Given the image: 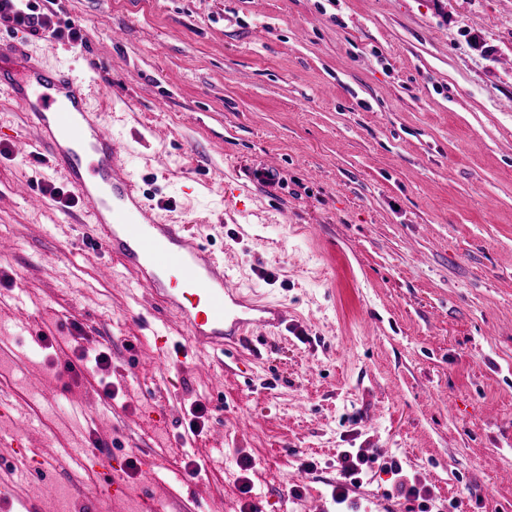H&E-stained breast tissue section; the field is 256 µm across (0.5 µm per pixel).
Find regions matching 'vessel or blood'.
Segmentation results:
<instances>
[{
    "label": "vessel or blood",
    "mask_w": 512,
    "mask_h": 512,
    "mask_svg": "<svg viewBox=\"0 0 512 512\" xmlns=\"http://www.w3.org/2000/svg\"><path fill=\"white\" fill-rule=\"evenodd\" d=\"M92 87L85 72L46 65L23 44L0 40V94L24 112L38 153L87 204L92 240L133 270L166 314L182 320L188 341L228 353L252 349L255 329H281L288 320L283 306L244 294L185 225L164 221L145 202L125 171L124 143L91 107ZM57 456L77 473L96 467L94 498L125 495L117 467L93 449L62 448ZM46 469V463L32 464L26 448H16L13 476L0 482V512H34V503L15 490L21 481L40 480L44 495L53 496Z\"/></svg>",
    "instance_id": "b4317fda"
}]
</instances>
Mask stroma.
Instances as JSON below:
<instances>
[{"mask_svg":"<svg viewBox=\"0 0 512 512\" xmlns=\"http://www.w3.org/2000/svg\"><path fill=\"white\" fill-rule=\"evenodd\" d=\"M53 21L0 38L91 72L147 202L288 328L210 369L155 356L181 321L86 244L0 96V389L29 447L150 454L106 512H512V0H58ZM83 350L109 365L65 373ZM363 448L339 504V456ZM51 479L18 488L37 512L101 508L90 478Z\"/></svg>","mask_w":512,"mask_h":512,"instance_id":"obj_1","label":"stroma"}]
</instances>
